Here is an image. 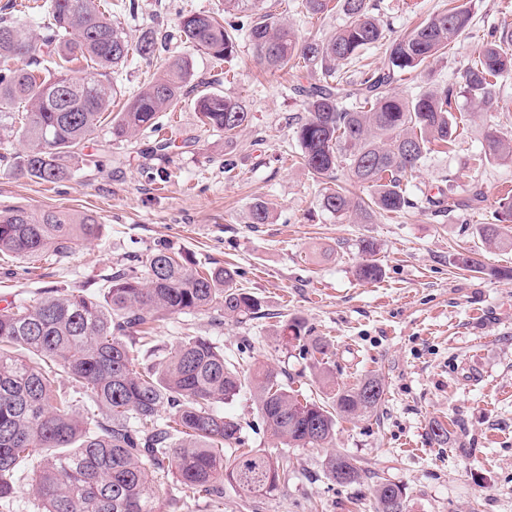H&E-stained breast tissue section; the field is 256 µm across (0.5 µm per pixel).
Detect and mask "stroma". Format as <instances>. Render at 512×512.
I'll return each instance as SVG.
<instances>
[{"label":"stroma","instance_id":"35a3bbf8","mask_svg":"<svg viewBox=\"0 0 512 512\" xmlns=\"http://www.w3.org/2000/svg\"><path fill=\"white\" fill-rule=\"evenodd\" d=\"M472 6V22L446 57L420 75H404L396 92L454 82L489 31L512 30V0H371L388 32H401L449 2ZM265 11L286 18L298 35L325 37L343 24L342 13L310 15L301 0H264ZM114 24L130 39L145 30H173L179 14L224 13V0H106ZM191 79L182 103L160 119V132L130 141L112 138V120L126 98L153 76V67L131 60L112 79L120 90L85 147L89 158L72 163L61 185L42 183L6 166L22 152L19 140L0 132V209L68 210L99 222L92 242L50 257L0 255V308L33 301L41 290L97 289L118 261L142 260L160 246L182 251L200 265L234 267L239 285L259 297L256 317L217 322L212 315L167 316L154 325L159 344L185 334L217 337L226 358L247 350L256 359L286 367L293 386L312 399L322 393L309 362L292 358L278 337L287 322H305L328 344V364L339 386L378 375L386 394L377 412L340 421L332 443L289 448L258 428L249 392L224 412L244 425L246 446L288 459L278 490L256 497L224 487L221 512H373V487L386 479L405 487L410 512H512V250L488 245L481 233L500 198L512 193V162H479L488 130L512 138V76L497 86L499 108L456 106L459 136L448 154L429 156L404 179L415 208L378 214L356 224L323 210L321 183L302 164L295 120L304 116L297 84L321 80L318 71H268L257 65L246 35L228 61L188 51ZM207 90L238 100L251 114L244 130L226 137L206 130L193 101ZM166 138L165 155L155 154ZM165 172V181L142 177V167ZM478 204L446 214L433 206L446 192ZM264 203L266 224L253 223ZM377 244L382 269L373 282L357 279L361 240ZM473 257V269L464 262ZM448 441L429 436L433 422ZM341 451L366 471L360 484L336 485L325 460Z\"/></svg>","mask_w":512,"mask_h":512}]
</instances>
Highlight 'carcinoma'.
Instances as JSON below:
<instances>
[{
	"mask_svg": "<svg viewBox=\"0 0 512 512\" xmlns=\"http://www.w3.org/2000/svg\"><path fill=\"white\" fill-rule=\"evenodd\" d=\"M345 23L326 38L300 37L288 24L263 11L262 0H224L220 20L206 13L180 17L176 31L150 29L132 43L101 9L100 0H49L42 33L0 18V128L25 145L16 168L41 182L71 179L65 158H81L100 115L117 91L112 69L135 54L165 72L148 83L112 122L122 140L157 128L161 113L181 101L190 75L188 58H165L177 40L216 59L233 57L244 31L256 61L270 70L301 66L319 70L321 83L296 86L307 116L297 122L296 140L308 172L326 188L325 211L351 215L368 224L375 213H401L414 201L401 187L432 152L455 144L452 100L463 93L475 111L498 107L494 80L512 72V40L492 30L459 87H423L398 95L391 86L445 55L467 29L471 11L454 6L388 40L383 64L356 80L336 76L337 66L384 39L370 0H305L313 15L331 11ZM87 62L81 71L69 64ZM203 125L232 135L251 115L238 101L202 93L194 101ZM484 158L512 162V139L485 135ZM371 188L360 200L349 195L338 172ZM512 198L499 203L495 223L483 227L484 240L512 248ZM98 221L66 211L33 212L25 207L0 211V253L40 256L67 253L79 241L98 236ZM359 280L376 281L381 268L377 245L363 239ZM238 271L215 266L203 271L167 247L140 264H118L96 292L47 288L31 303L10 302L0 309V504L16 494L17 477L30 455L44 453L31 492L41 512H157L164 485L177 486L172 504L207 500L219 509L224 483L256 496L278 489L284 463L272 454L225 453L245 444L242 425L224 414L243 390L251 391L261 423L279 444L290 448L328 444L339 418L377 412L382 379L365 376L352 388H336L324 366L327 344L310 335L303 322L286 324L283 336L294 358L313 360L330 389L331 402H317L293 389L288 371L259 362L251 372L224 358L212 336L187 335L169 349L152 343L145 326L171 315L217 313L243 319L259 314L260 298L238 286ZM146 348L151 361L141 362ZM65 377L74 390L62 387ZM168 410L163 419L159 412ZM328 476L349 485L364 478L356 460L336 452L326 458ZM399 484L373 488L374 512H387Z\"/></svg>",
	"mask_w": 512,
	"mask_h": 512,
	"instance_id": "carcinoma-1",
	"label": "carcinoma"
}]
</instances>
